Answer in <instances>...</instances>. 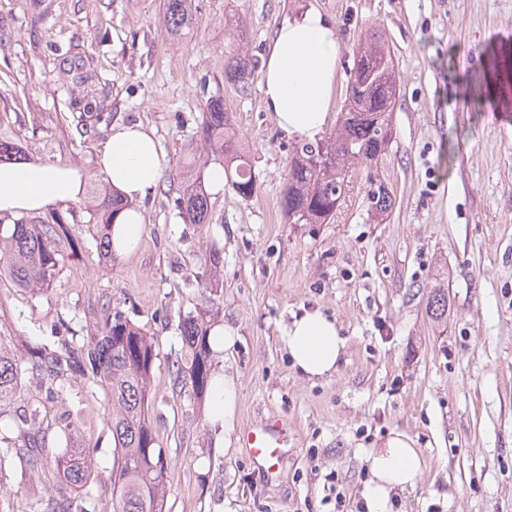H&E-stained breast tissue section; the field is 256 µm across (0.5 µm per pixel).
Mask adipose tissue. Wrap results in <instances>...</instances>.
I'll use <instances>...</instances> for the list:
<instances>
[{
    "label": "adipose tissue",
    "mask_w": 512,
    "mask_h": 512,
    "mask_svg": "<svg viewBox=\"0 0 512 512\" xmlns=\"http://www.w3.org/2000/svg\"><path fill=\"white\" fill-rule=\"evenodd\" d=\"M341 54L335 23L316 10L286 19L276 28L260 70L264 106L288 138L314 142L331 121L329 107ZM161 147L141 123L113 127L98 151L97 173L123 199L112 221V248L129 255L140 246L145 220L134 203L162 178ZM87 174L73 165L40 160L0 163V217L39 213L81 201ZM292 365L309 378L332 375L345 348L335 320L320 310L292 317L283 337ZM209 419L224 431L236 422V383L218 373L209 388ZM424 459L410 436L395 432L370 456V506L383 512L392 490L421 474Z\"/></svg>",
    "instance_id": "ef3b65f1"
}]
</instances>
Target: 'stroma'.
I'll use <instances>...</instances> for the list:
<instances>
[{
  "label": "stroma",
  "instance_id": "stroma-1",
  "mask_svg": "<svg viewBox=\"0 0 512 512\" xmlns=\"http://www.w3.org/2000/svg\"><path fill=\"white\" fill-rule=\"evenodd\" d=\"M197 24L172 37L161 0H0V137L29 159L83 167L117 124L154 128L164 176L140 207L137 252L103 258L85 202L25 215L62 219L59 272L40 293L0 276V338L17 349L49 342L56 326L85 335L103 309L153 339L150 415L167 457V512H357L369 456L391 433L413 438L425 469L390 493L385 512H512V0H196ZM331 18L342 43L332 113L345 100L353 52L372 29L395 53L400 95L381 172L395 204L386 223L367 211L365 165L334 220L291 224L279 201L294 142L263 104L224 78L234 57L263 56L283 19L306 9ZM81 44L98 79L92 105L111 118L83 124L64 95L60 61ZM224 99L254 158L257 194L210 196L211 220L186 223L175 200L209 96ZM224 264L217 291L198 284L205 250ZM448 291V316L426 314ZM208 305L237 329L211 357L231 376L237 422L277 414L297 429L268 480L238 432L210 423L191 388L176 389L188 351L178 325ZM320 309L346 340L336 372L310 379L291 364L284 331ZM104 394L71 380L51 412L82 413L71 440L95 470L112 468ZM51 477L0 473L11 512H34ZM426 314L434 322H442L448 314V292L441 286L430 292L426 301Z\"/></svg>",
  "mask_w": 512,
  "mask_h": 512
}]
</instances>
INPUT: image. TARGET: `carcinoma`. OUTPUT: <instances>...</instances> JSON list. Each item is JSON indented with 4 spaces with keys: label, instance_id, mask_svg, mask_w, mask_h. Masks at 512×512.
Returning a JSON list of instances; mask_svg holds the SVG:
<instances>
[{
    "label": "carcinoma",
    "instance_id": "cac0c4a2",
    "mask_svg": "<svg viewBox=\"0 0 512 512\" xmlns=\"http://www.w3.org/2000/svg\"><path fill=\"white\" fill-rule=\"evenodd\" d=\"M162 23L172 36L195 25L193 0H162ZM77 71L86 97H94L95 74L82 52L62 59ZM258 62L235 57L224 66V77L247 88ZM399 96L394 58L383 36L371 33L354 54L346 85L344 107L336 129L316 143L294 147L288 179L280 199L282 215L293 224H327L335 218L342 189L349 186L358 163L372 167L366 175V198L372 216L382 222L394 205L384 177L374 170L393 139L392 116ZM198 136L217 159L224 161L227 183L241 198L257 192L252 158L238 136L230 132L224 99L205 102ZM25 158L21 146L0 140V162ZM191 188L177 199V207L191 224H205L211 205L203 170L193 173ZM125 207L112 195L95 215L100 226L112 224ZM60 224H3L0 226V273L20 288L49 287L59 272L57 237ZM205 276L223 265L222 250L214 245L203 257ZM200 310L180 323V334L190 361L177 367L176 380L190 384L198 399L208 390L211 350L207 317ZM426 314L434 322L448 314V292L439 286L430 292ZM155 359L151 338L121 315H107L97 330L86 336H58L49 344L17 356L0 345V464L7 460L22 473L51 469L57 474L49 497L38 512H90L82 492L95 484L112 495V512H165L168 467L149 417L150 378ZM82 379L99 387L105 396L107 426L112 432L113 462L102 477L92 466L90 449L59 448L79 430L80 414L48 418L46 405L63 396L64 384Z\"/></svg>",
    "mask_w": 512,
    "mask_h": 512
}]
</instances>
